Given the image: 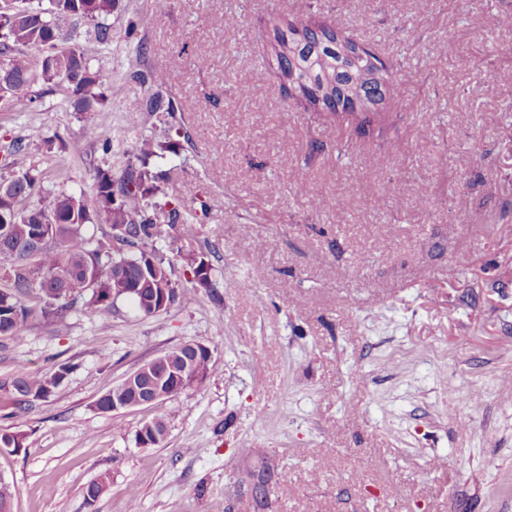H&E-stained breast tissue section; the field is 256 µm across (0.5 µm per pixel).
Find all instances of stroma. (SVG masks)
Here are the masks:
<instances>
[{
  "mask_svg": "<svg viewBox=\"0 0 512 512\" xmlns=\"http://www.w3.org/2000/svg\"><path fill=\"white\" fill-rule=\"evenodd\" d=\"M512 0H118L105 24L66 20L104 81L103 111L57 91L0 100V174L22 141L45 191L92 194L142 137L178 141L154 222L179 297L152 316L118 299L109 322L0 339V384L71 364L46 400L0 403V479L14 512H255L239 485L264 449L278 469L266 512H512ZM315 20L398 62L375 108L381 136L288 98L270 69V20ZM109 37L97 42L99 28ZM222 55H212L215 45ZM169 67L170 112L139 76ZM112 136L88 142L86 124ZM57 136L65 150L40 140ZM194 186L189 219L168 208ZM431 200L422 204L421 191ZM335 206L311 208L314 197ZM204 256L215 285L194 286ZM212 354L200 386L160 409L96 400L181 344ZM165 440L142 448L154 412ZM110 476L94 504L86 486Z\"/></svg>",
  "mask_w": 512,
  "mask_h": 512,
  "instance_id": "1",
  "label": "stroma"
}]
</instances>
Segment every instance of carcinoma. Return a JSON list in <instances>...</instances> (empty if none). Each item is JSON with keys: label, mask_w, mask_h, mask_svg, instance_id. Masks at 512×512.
<instances>
[{"label": "carcinoma", "mask_w": 512, "mask_h": 512, "mask_svg": "<svg viewBox=\"0 0 512 512\" xmlns=\"http://www.w3.org/2000/svg\"><path fill=\"white\" fill-rule=\"evenodd\" d=\"M15 3L14 9L0 0V20H5L0 56H8L11 62L5 97L35 105L54 88L63 87L75 111L91 113L100 111L104 102L123 91L122 85H104L99 71L90 65L95 48L57 49L62 20L77 17L99 21L112 15L117 0H39L35 7L26 0ZM265 45L276 74L287 80L283 87L328 116L346 111L347 105L355 102L365 109L375 105L396 70L394 61L379 55L369 43L340 35L326 23L275 22L267 30ZM51 49L57 54L51 63L31 58L32 51L46 56ZM166 85V71L150 74V87L155 92L149 98L148 111H174L172 101H164L161 94ZM167 152H176L175 146L143 139L137 148L140 164L129 165L119 179L108 169H96L90 202L63 191L41 195L42 172L14 159L12 174L23 180L15 183L13 202L0 199V237L7 236L0 240V261L12 268V275L0 288V337L19 336L30 319L50 320L63 327L66 313L79 301L103 322L110 320L115 300L123 296L146 313L150 312V299L162 288L170 289L171 302H176L178 292L170 279L171 270L150 249L164 228L148 215L149 209L158 206L155 198L159 193L157 176L148 160L163 159ZM39 216H53L58 224L35 244L32 239ZM114 224L125 225L120 247L135 253L116 255L88 232L90 225L110 228ZM147 253L153 255V271L142 268ZM187 266L197 287H213V268L205 265L204 258L191 257ZM66 275L88 278L83 291L70 300L59 294ZM35 277L44 287L33 286ZM198 349V356L187 367L188 385H202L210 374V350L201 344ZM69 371L70 366L61 364L38 373L21 372L10 385L0 386V399L15 406L46 400ZM129 395L130 390L120 383L97 399L96 408L110 413L112 400L121 401ZM108 482L106 474L90 482L85 488L86 501H96Z\"/></svg>", "instance_id": "1"}]
</instances>
